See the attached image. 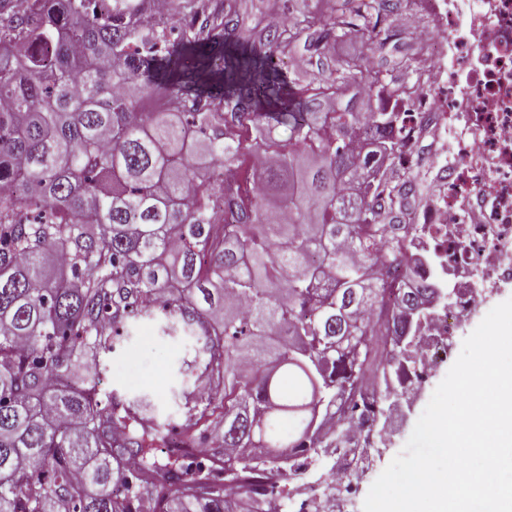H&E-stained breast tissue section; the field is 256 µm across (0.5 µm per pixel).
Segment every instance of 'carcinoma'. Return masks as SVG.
Returning a JSON list of instances; mask_svg holds the SVG:
<instances>
[{
	"instance_id": "1",
	"label": "carcinoma",
	"mask_w": 512,
	"mask_h": 512,
	"mask_svg": "<svg viewBox=\"0 0 512 512\" xmlns=\"http://www.w3.org/2000/svg\"><path fill=\"white\" fill-rule=\"evenodd\" d=\"M111 2L0 0V512H264L340 395L390 373L366 314L390 271L413 276L410 225L381 172L402 143L371 99L403 88L338 59L330 84L292 82L302 111L265 112L283 104L268 60L306 31L377 42L373 3L360 25L297 15L239 57L230 4L178 29L201 51L224 35L203 67L224 73V111L202 110L180 86L199 73L149 79L170 32L145 28V0ZM352 84L365 94L343 105ZM161 89L167 109L142 111ZM217 165L238 177L219 213ZM396 291L384 327L409 341L439 288ZM155 307L203 340L205 404L185 394L170 428L99 389L119 325Z\"/></svg>"
}]
</instances>
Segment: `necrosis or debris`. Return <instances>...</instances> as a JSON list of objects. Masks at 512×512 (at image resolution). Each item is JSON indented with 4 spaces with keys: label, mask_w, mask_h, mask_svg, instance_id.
<instances>
[{
    "label": "necrosis or debris",
    "mask_w": 512,
    "mask_h": 512,
    "mask_svg": "<svg viewBox=\"0 0 512 512\" xmlns=\"http://www.w3.org/2000/svg\"><path fill=\"white\" fill-rule=\"evenodd\" d=\"M417 11L429 21L419 34L429 69L388 109L405 162L418 163L423 138L439 145L425 166L436 191L417 204L405 246L436 257V269L418 267L416 276L439 272L453 303L421 324L414 361H398L383 337L380 355L399 366L396 404L380 407L371 381L341 396L337 418L353 400L363 410L351 423L355 451L378 418H385L386 434L398 429L401 405L413 402L422 380L451 355V336L489 293L512 284V0H420Z\"/></svg>",
    "instance_id": "1"
}]
</instances>
